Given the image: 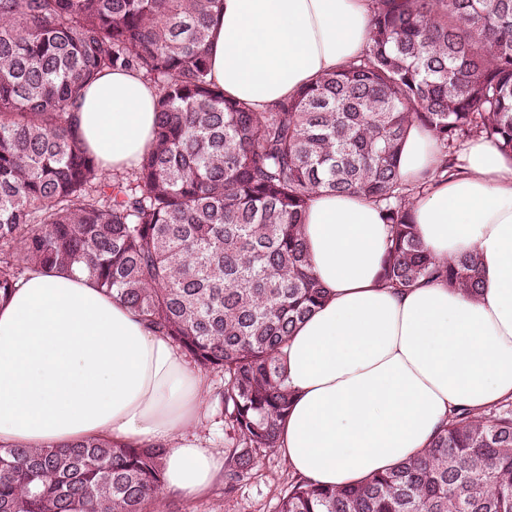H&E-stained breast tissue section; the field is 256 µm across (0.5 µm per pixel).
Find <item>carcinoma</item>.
Returning a JSON list of instances; mask_svg holds the SVG:
<instances>
[{
  "label": "carcinoma",
  "instance_id": "obj_1",
  "mask_svg": "<svg viewBox=\"0 0 512 512\" xmlns=\"http://www.w3.org/2000/svg\"><path fill=\"white\" fill-rule=\"evenodd\" d=\"M217 0H0V300L34 270L78 271L220 375L228 487L277 447L292 394L278 350L328 290L302 235L319 189L363 195L390 227L383 284L476 294L482 257L435 260L397 160L417 121L437 174L476 138L512 155V0H372L371 42L256 112L210 78ZM132 69L158 89L155 147L99 172L72 115L81 89ZM161 448L105 439L0 445V512H148ZM278 512H512V400L459 408L427 448L345 487L303 478Z\"/></svg>",
  "mask_w": 512,
  "mask_h": 512
}]
</instances>
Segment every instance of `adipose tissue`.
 Wrapping results in <instances>:
<instances>
[{
  "mask_svg": "<svg viewBox=\"0 0 512 512\" xmlns=\"http://www.w3.org/2000/svg\"><path fill=\"white\" fill-rule=\"evenodd\" d=\"M211 78L264 111L365 53L371 0H218ZM156 87L114 71L86 86L77 137L104 171L154 145ZM442 159L412 124L399 154L409 185ZM411 218L436 259L479 252L477 296L440 282L380 283L389 227L364 196L318 190L303 234L328 301L280 352L293 405L279 451L308 481L344 486L413 457L452 409L512 399V156L478 137L457 174L414 198ZM208 378L161 333L87 277L35 271L0 303V444L47 448L87 438L165 448L163 493L209 488L223 459L195 435Z\"/></svg>",
  "mask_w": 512,
  "mask_h": 512,
  "instance_id": "obj_1",
  "label": "adipose tissue"
}]
</instances>
